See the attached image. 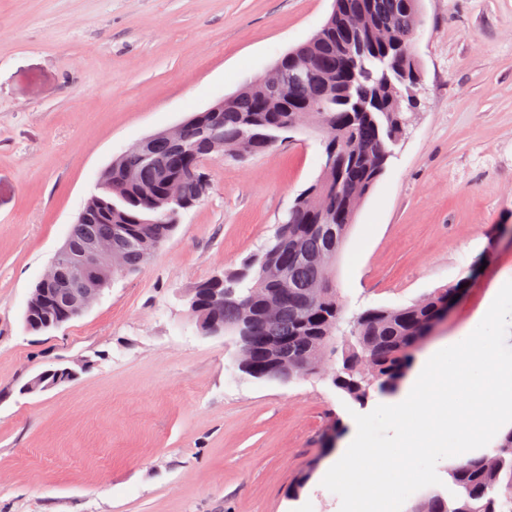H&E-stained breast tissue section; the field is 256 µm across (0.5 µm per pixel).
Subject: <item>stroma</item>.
Returning <instances> with one entry per match:
<instances>
[{
	"mask_svg": "<svg viewBox=\"0 0 512 512\" xmlns=\"http://www.w3.org/2000/svg\"><path fill=\"white\" fill-rule=\"evenodd\" d=\"M334 0H0V512H340L322 434L352 402L237 369L189 314L199 282L275 241L322 139L208 165L210 189L137 273L27 332V301L101 172L310 39ZM412 120L336 262L357 312L467 279L424 347L512 280V0H423ZM77 376L25 392L46 370ZM313 475L299 497L288 489Z\"/></svg>",
	"mask_w": 512,
	"mask_h": 512,
	"instance_id": "35a3bbf8",
	"label": "stroma"
}]
</instances>
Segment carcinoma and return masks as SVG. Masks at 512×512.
<instances>
[{
  "instance_id": "carcinoma-1",
  "label": "carcinoma",
  "mask_w": 512,
  "mask_h": 512,
  "mask_svg": "<svg viewBox=\"0 0 512 512\" xmlns=\"http://www.w3.org/2000/svg\"><path fill=\"white\" fill-rule=\"evenodd\" d=\"M421 15L422 0H335L320 31L277 62L289 71L304 59L309 78L288 82L273 108L265 106L266 82L276 76L273 68L224 99L222 148L212 147L205 134L190 129L184 133L189 154L159 137L150 161L140 163L132 153L112 161V168L100 176L99 193L86 204V218L74 225L68 242L107 238L121 255L118 274H132L173 234L182 205L200 203L189 167L217 160L222 150L235 146L245 156L264 152L281 131L308 127L323 132L324 145L350 143L352 150L332 165L323 164L319 177L295 199L281 228L288 246L335 266L343 241L328 252L320 227L331 224L347 236L402 136L400 107L420 81L413 34ZM286 263L288 255L274 244L244 260L240 268L224 272L223 282L198 283L194 292L201 307L193 316L205 320L209 289H224V309L213 317L232 336L249 323L252 352L246 374L271 379L269 339L285 338L288 352L307 358L308 376L318 373L315 367L321 360L340 361L318 374L362 407L371 391L397 389L430 322L444 304L453 302L463 284L460 280L436 289L409 305L369 307L349 316L336 289L321 286L316 266L296 265L288 269V298L268 321L264 308L282 287L278 267ZM78 288L80 284L65 277L45 294L37 284L24 313L26 330L43 333L76 318L58 299ZM342 429L339 420L325 429V450L335 447ZM449 475L457 494L448 499L432 494L413 512H512V430L490 453L454 465Z\"/></svg>"
}]
</instances>
